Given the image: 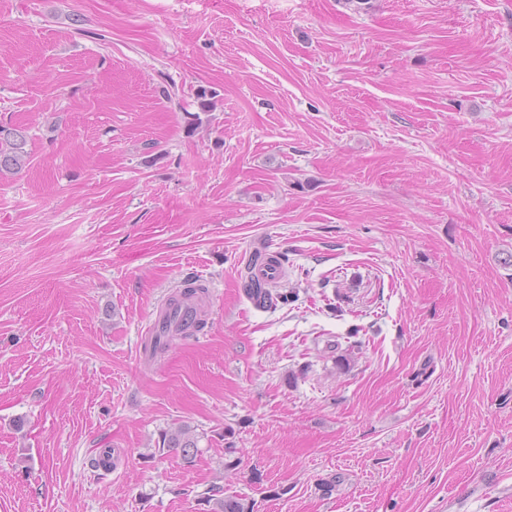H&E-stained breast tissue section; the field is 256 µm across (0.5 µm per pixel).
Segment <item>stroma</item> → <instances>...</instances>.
I'll return each mask as SVG.
<instances>
[{"label": "stroma", "mask_w": 512, "mask_h": 512, "mask_svg": "<svg viewBox=\"0 0 512 512\" xmlns=\"http://www.w3.org/2000/svg\"><path fill=\"white\" fill-rule=\"evenodd\" d=\"M15 130L0 512H512V0H0ZM26 135L22 131L13 133V139L0 142V174L20 170L29 164V153L25 149ZM262 255L260 253H255L253 259L249 263L247 267V275L245 276L244 281V292L246 296L253 301V304L259 308H269L276 306L279 302L287 303L288 298V289L287 288H278L276 285L275 288H262L259 284L254 281L251 275V265L256 264ZM166 305L164 308L157 311L156 315L150 321L149 330L152 335L163 334V331H165V335L155 336L154 340L151 341V356L165 351L170 343L180 336H171L172 334L175 335L179 333L175 332L176 327L184 325V323H190L193 316L191 309L180 307L175 314V307L166 311ZM161 337H167L168 339L161 341ZM193 431L188 425H179L163 433V447L166 445L167 448H172V451L180 454L183 463L191 464L199 441ZM216 494L209 495L206 502L211 508L210 512H253L251 505L245 503L242 498L235 496L216 497ZM216 497V498H210ZM212 502V505H210Z\"/></svg>", "instance_id": "obj_1"}]
</instances>
